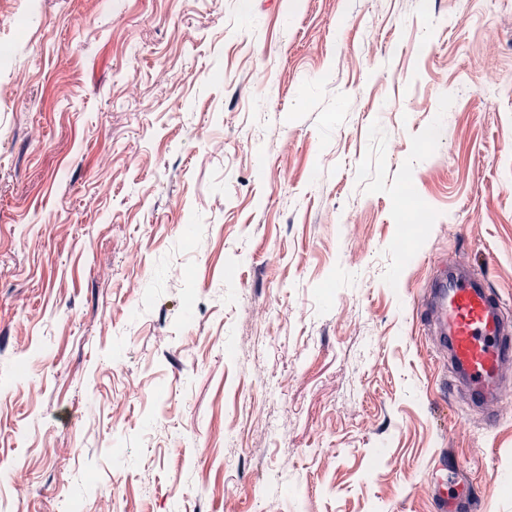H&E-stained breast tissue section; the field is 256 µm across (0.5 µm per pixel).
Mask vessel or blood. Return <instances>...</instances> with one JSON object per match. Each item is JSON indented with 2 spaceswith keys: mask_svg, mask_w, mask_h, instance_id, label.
Masks as SVG:
<instances>
[{
  "mask_svg": "<svg viewBox=\"0 0 512 512\" xmlns=\"http://www.w3.org/2000/svg\"><path fill=\"white\" fill-rule=\"evenodd\" d=\"M419 307L471 404L479 409L491 406L505 373L512 371V318L505 315L499 297L483 277L459 273L452 258L441 267ZM480 508L467 494L438 500L439 512H480Z\"/></svg>",
  "mask_w": 512,
  "mask_h": 512,
  "instance_id": "obj_1",
  "label": "vessel or blood"
}]
</instances>
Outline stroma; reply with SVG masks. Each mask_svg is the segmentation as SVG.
Listing matches in <instances>:
<instances>
[{
  "label": "stroma",
  "mask_w": 512,
  "mask_h": 512,
  "mask_svg": "<svg viewBox=\"0 0 512 512\" xmlns=\"http://www.w3.org/2000/svg\"><path fill=\"white\" fill-rule=\"evenodd\" d=\"M1 14L0 512H512L415 307L512 315V0ZM480 503L475 497L468 494H458L455 497H441L438 499V510L440 512H479Z\"/></svg>",
  "instance_id": "obj_1"
}]
</instances>
